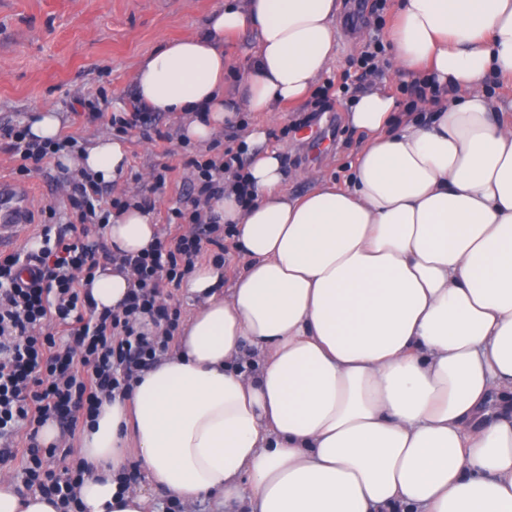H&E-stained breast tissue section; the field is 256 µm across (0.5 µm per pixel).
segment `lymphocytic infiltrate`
Instances as JSON below:
<instances>
[{"mask_svg":"<svg viewBox=\"0 0 512 512\" xmlns=\"http://www.w3.org/2000/svg\"><path fill=\"white\" fill-rule=\"evenodd\" d=\"M17 158V176L76 137L33 142L20 126L0 128ZM193 180L186 207L172 208L168 221L189 225L186 233L158 239L151 252L123 257L134 284L121 310L100 311L84 289L101 262L112 260L105 247L90 243L91 228L105 229L113 211L127 201L104 199L100 183L86 176L72 183L69 208L41 212V245L25 253L0 255V468H16L29 492L61 512H74L83 466L55 471V448L43 447L41 428L54 420L68 429L95 421L104 399L130 391L139 372L167 351L178 327L175 312L161 301L162 290L176 286L220 245L221 230L204 208L224 193L231 169L221 159L189 158Z\"/></svg>","mask_w":512,"mask_h":512,"instance_id":"lymphocytic-infiltrate-1","label":"lymphocytic infiltrate"}]
</instances>
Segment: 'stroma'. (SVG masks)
Returning a JSON list of instances; mask_svg holds the SVG:
<instances>
[{"instance_id":"obj_1","label":"stroma","mask_w":512,"mask_h":512,"mask_svg":"<svg viewBox=\"0 0 512 512\" xmlns=\"http://www.w3.org/2000/svg\"><path fill=\"white\" fill-rule=\"evenodd\" d=\"M223 0H0V126L15 124L26 112L49 106L64 112L65 133L87 139L89 133L112 134L106 115L115 103L132 108L136 101L132 72L138 60L162 41L202 30ZM392 0H351L338 21L336 58L317 84L313 98L286 109L282 119L266 122V146L283 158L286 192L303 194L320 179L345 184L363 146L362 136L342 120L354 96L370 83L393 95L401 111H409L417 82L393 67L384 36L391 20ZM380 39L377 66L366 71L361 57L370 39ZM258 49L254 34L225 43L227 72L224 93L240 90L239 75ZM104 111L103 119L87 120L83 101ZM159 125L172 133L170 142L153 141L149 127L139 126L124 136L129 149L127 181L112 186L113 194L150 195L160 233H168L166 217L186 192L190 168L184 160L217 157L237 150L240 128L229 126L210 147L183 144L179 120L159 114ZM172 162L164 188L153 190L151 174ZM46 173L27 179L38 195L36 208L62 205L64 185L72 178L66 169L47 163ZM307 179H297L298 171Z\"/></svg>"}]
</instances>
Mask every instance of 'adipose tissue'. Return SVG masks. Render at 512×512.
Returning <instances> with one entry per match:
<instances>
[{
    "mask_svg": "<svg viewBox=\"0 0 512 512\" xmlns=\"http://www.w3.org/2000/svg\"><path fill=\"white\" fill-rule=\"evenodd\" d=\"M341 0H225L206 29L165 42L133 73L137 97L209 143L241 113L308 100L336 57ZM255 31L244 92L224 98V41ZM399 71L436 80L442 105L400 113L378 87L345 115L364 146L351 183L283 190L262 126L245 138L243 204L212 213L246 261L232 286L203 265L183 281L191 313L130 395L103 402L78 452L82 512H149L151 489L219 512H512V0H397L387 32ZM55 160L124 178L125 142L94 136ZM113 252L154 247L137 202L113 213ZM126 268L88 283L120 309ZM135 444L147 484L119 491ZM0 512H58L0 472Z\"/></svg>",
    "mask_w": 512,
    "mask_h": 512,
    "instance_id": "obj_1",
    "label": "adipose tissue"
}]
</instances>
